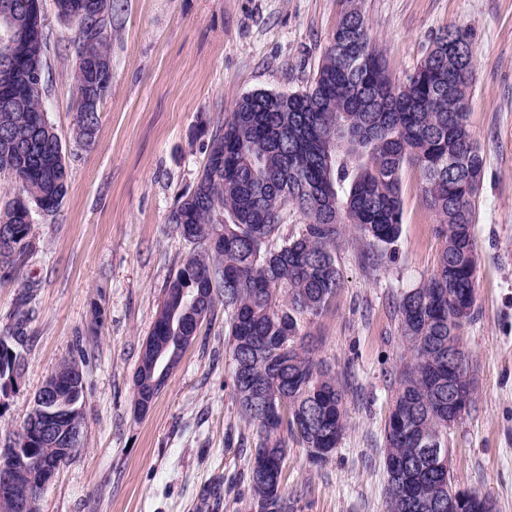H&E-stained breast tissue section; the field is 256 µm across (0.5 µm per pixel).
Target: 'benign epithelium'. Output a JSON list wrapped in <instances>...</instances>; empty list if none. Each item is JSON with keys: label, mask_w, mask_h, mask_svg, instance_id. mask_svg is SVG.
<instances>
[{"label": "benign epithelium", "mask_w": 512, "mask_h": 512, "mask_svg": "<svg viewBox=\"0 0 512 512\" xmlns=\"http://www.w3.org/2000/svg\"><path fill=\"white\" fill-rule=\"evenodd\" d=\"M17 351L0 347V399L13 392L21 373ZM85 378L76 367L66 375L48 376L31 400L24 422L22 446L7 442L0 447V512H37L39 493L55 479L62 460L74 456L83 442V427L73 418L81 414ZM470 395L452 387L449 405L464 412ZM477 494L461 490L451 495L449 512H466Z\"/></svg>", "instance_id": "benign-epithelium-1"}]
</instances>
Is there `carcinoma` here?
Listing matches in <instances>:
<instances>
[{
  "label": "carcinoma",
  "instance_id": "obj_1",
  "mask_svg": "<svg viewBox=\"0 0 512 512\" xmlns=\"http://www.w3.org/2000/svg\"><path fill=\"white\" fill-rule=\"evenodd\" d=\"M92 0H54L56 14L75 32L77 55L101 68L73 75L75 135L92 144L100 113L82 112V98L111 90L110 43L116 5L97 18ZM23 49L4 96L0 51V174L14 179L15 196L0 209V271L15 275L30 246L26 215L56 213L68 191L70 165L47 118L44 100L50 43L40 0H0V36ZM475 67L467 30L435 39L403 81L392 79L369 33L361 0H344L336 29L310 85L300 92L257 91L240 98L211 133L195 187L168 214L176 231L190 226L197 240L164 288L163 300L136 373L152 355L179 361L197 336L196 318L224 304L231 389L244 420L259 428L248 479L256 512H281L287 432L303 448H322L328 460L347 427V387L313 355L305 329L332 305L342 282L336 241L342 229L362 241L370 268L391 258L403 223L402 171L422 174L424 198L442 239L438 266L419 288L404 292L395 318L406 356L390 396L385 424V471L403 467L405 481L387 483V512H448L456 491L450 469L432 449L448 453V389L471 384L460 330L476 314L478 261L474 201L484 158L467 124ZM303 219L283 233L288 209ZM219 245L205 239L216 230ZM27 314L14 311L12 333L24 346ZM157 363L155 387L138 391L152 403L166 376ZM263 456L266 475L255 469Z\"/></svg>",
  "mask_w": 512,
  "mask_h": 512
}]
</instances>
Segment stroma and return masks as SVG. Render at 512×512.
<instances>
[{"instance_id": "stroma-1", "label": "stroma", "mask_w": 512, "mask_h": 512, "mask_svg": "<svg viewBox=\"0 0 512 512\" xmlns=\"http://www.w3.org/2000/svg\"><path fill=\"white\" fill-rule=\"evenodd\" d=\"M112 90L91 147L74 134L71 27L53 0L48 118L66 149L68 193L35 214L20 274L0 275V335L31 284L25 367L0 403V442L21 427L42 382L83 348L85 437L38 501L39 512H252L245 461L259 441L228 385L224 307L202 324L149 411L134 410V373L163 289L189 243L167 222L193 188L210 126L243 95L310 85L340 0H118ZM371 36L403 79L444 31L472 35L477 63L467 121L485 160L475 200V320L460 331L475 390L448 433L458 488L512 512V0H362ZM418 168L402 173V232L393 259L361 262L354 235L336 242L343 285L311 324L316 358L348 384L349 427L332 457L312 463L287 437L284 512H387L384 424L403 352L395 304L436 269L441 241ZM104 324L92 333V311Z\"/></svg>"}]
</instances>
